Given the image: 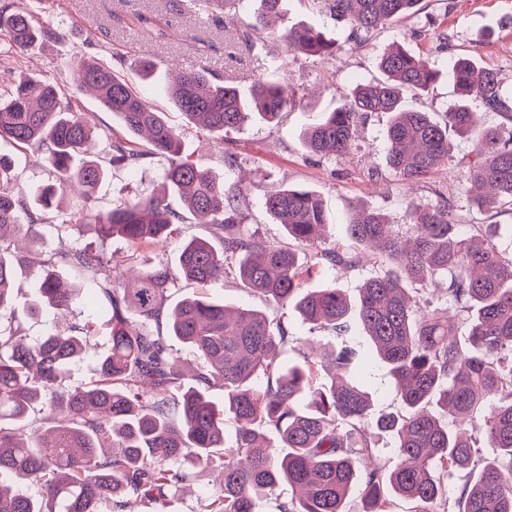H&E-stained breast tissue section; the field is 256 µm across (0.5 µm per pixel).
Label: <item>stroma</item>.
I'll return each instance as SVG.
<instances>
[{"mask_svg": "<svg viewBox=\"0 0 512 512\" xmlns=\"http://www.w3.org/2000/svg\"><path fill=\"white\" fill-rule=\"evenodd\" d=\"M251 0L236 9L225 10L222 26L201 23L190 10L172 12L166 0H44L38 11L40 22L52 34L40 40L19 62L0 59V88H8L19 74L46 81L64 93H71L73 69L83 57L106 64L112 63L114 52L124 54L126 63L120 68L132 80L140 94L161 110L167 123L179 132L184 156L196 165L211 169L225 182L245 179L250 186L249 204L242 214L244 229L266 241H279L283 230L268 216L262 198L268 191L288 185L315 190L323 199L329 214L332 237L346 238V219L353 207L366 205L385 213L396 224L402 223L407 198L437 203L448 198L456 205V216L463 224H498L503 250L512 249V211L498 215L472 208L468 203L469 185L457 160L470 150L469 142L452 136L453 157L428 179L407 185L385 165V131L390 117L372 113L361 121V135L350 153L320 158L307 151L302 140L304 129L322 113L332 111L342 94L354 85L379 78L376 58L396 43L406 44L416 54L435 64L439 76L425 92L404 90L406 107L431 113L437 121H445L447 111L459 96L448 80V69L461 56L471 58L479 67L493 70L501 81L504 97L512 99V0H423L420 11L410 18L387 23L374 31L366 43L357 48L343 47L336 58L319 60L290 51L279 38L291 27L305 24L327 32L343 42L349 32L345 22L332 20L322 8L309 0H283V11L272 21L274 36L266 38L258 52H242L238 36L253 20ZM161 15L152 31H143L138 15ZM151 59L157 64L154 73L139 78L135 61ZM284 61V69L272 70L275 61ZM203 70L248 90L260 77L272 74L283 78L294 93V104L283 113L279 123L267 124L252 119L245 123L233 141L221 144L215 136L190 124L167 97L173 70ZM80 109L95 128L97 159H106L112 141L127 138L128 133L117 117L104 111L92 95L78 99ZM7 155L17 176V188L27 202H34L39 190L54 179L40 154L28 146L16 147L0 143V155ZM234 166H227L225 158ZM167 165L160 156H145L131 167H112L95 193L94 206L106 211L132 195L158 192ZM168 203L184 220L177 238L168 244L130 251L120 240L109 241L107 247L115 257L135 255L140 264L165 261L176 265L180 241L204 234L192 214L186 213L182 200L169 195ZM92 225L61 226L52 221L41 229L37 245H29L24 233H17L19 246H31L32 256L46 258L67 242L95 241ZM381 266L365 258L354 267L326 268L315 286L330 284L341 288L349 299H356L367 279L378 275ZM205 293L238 308L265 309L266 304L244 288L233 272L209 283ZM14 313L0 314V319L18 323L22 333L35 340L55 326L53 313L29 317L26 308L37 297V288L27 273L16 277ZM94 318L96 331L89 345L91 353L74 373L76 383H86L94 376V353L104 351L110 332L108 316L80 302L73 305L67 319L78 322ZM216 486L208 472H199L190 488L172 494L166 505L135 504V512H208Z\"/></svg>", "mask_w": 512, "mask_h": 512, "instance_id": "35a3bbf8", "label": "stroma"}]
</instances>
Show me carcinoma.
Wrapping results in <instances>:
<instances>
[{
	"label": "carcinoma",
	"instance_id": "carcinoma-1",
	"mask_svg": "<svg viewBox=\"0 0 512 512\" xmlns=\"http://www.w3.org/2000/svg\"><path fill=\"white\" fill-rule=\"evenodd\" d=\"M333 20L350 25L348 41L360 43L380 25L410 16L422 0H312ZM43 0L24 10L0 8V35L8 53L33 47L51 30L34 23ZM215 16L224 4L244 0H192ZM255 21L242 34L252 51L267 33V18L282 0H257ZM288 48L325 59L342 49L336 40L306 27L281 35ZM382 78L355 85L336 108L307 129L309 152L321 158L346 154L359 137L360 120L373 112L391 114L386 128V163L406 184L419 183L452 157L448 131L470 142L458 164L469 183L473 206L512 210V134L503 137L478 124L469 100L477 99L512 123V104L495 72L468 58L455 61L449 79L460 103L443 123L411 110L402 90L424 91L436 70L402 46L380 55ZM76 89L90 92L133 135L146 136L153 153L168 165L158 193L123 201L107 211L92 208L104 169L91 155L94 132L83 113L63 101L56 88L22 79L0 91V142L43 148L56 184L45 187L34 210L15 189L10 163L0 156V313L14 300L15 272L28 265L12 249L13 234L26 228L37 242L39 228L60 191L84 188L78 212L94 226L97 243L63 244L34 270L44 304L67 311L87 288L110 314L107 351L96 379L71 385L74 367L86 352L94 322L74 324L33 342L21 328H0V474L17 478L0 484V512H123L131 500L165 503L194 478L190 468L218 473L209 512H259L261 498L288 491L281 512H350L354 490L363 512H390L386 488L433 512L429 505L448 496V479L473 473L459 493V512H512V257L501 251L498 225L460 224L454 204L409 199L405 232L373 208L355 209L346 221L348 244L326 247L331 238L320 196L305 188L282 187L263 197L266 213L295 245L264 241L242 227L239 216L248 189L228 185L182 155L180 136L119 73L99 62L78 61ZM168 97L186 119L224 139L249 115L272 123L293 98L279 81L258 80L244 97L231 83L204 72L185 71ZM142 159L135 145L112 142L108 163L132 166ZM177 194L211 234L181 242L177 265L159 262L138 269L118 261L105 243L120 238L134 249L173 236L182 217L170 210ZM377 249L382 270L367 279L358 298L338 288H310L326 266L352 267L362 251ZM233 269L243 287L283 310L295 312L313 334L336 333V344L303 363L284 368L276 352L293 341L283 318L255 309L232 310L221 302L189 296L168 305L179 283L205 285ZM80 279L64 281L63 272ZM431 282L448 296V308L424 312L407 291L409 283ZM166 324L196 358L183 372L150 326ZM368 336L375 360L386 370L398 408L376 421L393 438V469H362L374 435L366 422L372 391L350 377L358 351L347 335ZM328 381L315 384L320 371ZM224 389V403L209 399ZM45 404L48 439L31 440L34 404ZM234 425L228 435L227 422ZM273 434L275 439L267 438ZM495 449L483 458L482 444ZM36 483L38 501L27 492Z\"/></svg>",
	"mask_w": 512,
	"mask_h": 512
}]
</instances>
